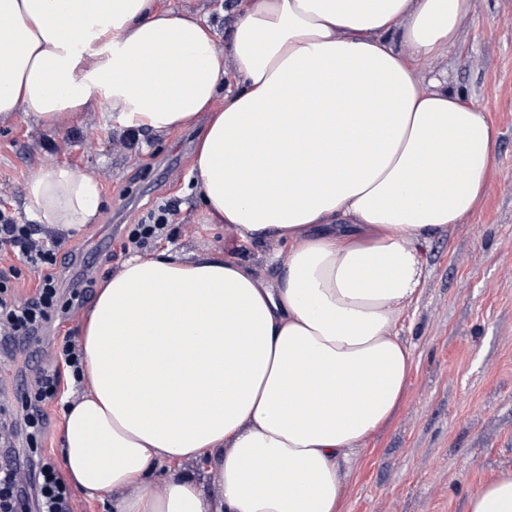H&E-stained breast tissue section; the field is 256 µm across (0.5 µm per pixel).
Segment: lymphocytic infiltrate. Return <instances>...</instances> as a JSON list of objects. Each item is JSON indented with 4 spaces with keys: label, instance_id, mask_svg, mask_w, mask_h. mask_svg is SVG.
Wrapping results in <instances>:
<instances>
[{
    "label": "lymphocytic infiltrate",
    "instance_id": "obj_1",
    "mask_svg": "<svg viewBox=\"0 0 512 512\" xmlns=\"http://www.w3.org/2000/svg\"><path fill=\"white\" fill-rule=\"evenodd\" d=\"M59 239L38 237L32 225L17 221L0 210V251L15 254L37 273L39 283L29 297L19 296L14 285L20 267L0 269V337L22 339V346L7 351L11 365L29 367V349L42 344L45 330L67 308L63 295L79 299V290L64 291L58 266ZM82 354L71 341H63L52 352L51 364L42 366L31 378L22 411H15L0 385V446L11 447L17 428H25L29 445H37L47 428L44 408L58 394L61 370H70L74 380L82 378ZM0 512H75L70 490L59 469L44 458L0 466Z\"/></svg>",
    "mask_w": 512,
    "mask_h": 512
}]
</instances>
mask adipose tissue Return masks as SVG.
I'll list each match as a JSON object with an SVG mask.
<instances>
[{"label": "adipose tissue", "instance_id": "1", "mask_svg": "<svg viewBox=\"0 0 512 512\" xmlns=\"http://www.w3.org/2000/svg\"><path fill=\"white\" fill-rule=\"evenodd\" d=\"M470 0H240L227 39L159 0H0V124L103 110L191 157L208 220L286 246L267 278L222 252L128 258L104 282L67 400L63 461L112 512H340L350 454L393 417L413 353L395 326L421 244L487 190L484 107L420 71ZM223 107H216V100ZM72 234L100 186L67 164L27 182ZM216 460V500L179 463ZM464 512H512V466Z\"/></svg>", "mask_w": 512, "mask_h": 512}]
</instances>
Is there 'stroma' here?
Masks as SVG:
<instances>
[{"label":"stroma","mask_w":512,"mask_h":512,"mask_svg":"<svg viewBox=\"0 0 512 512\" xmlns=\"http://www.w3.org/2000/svg\"><path fill=\"white\" fill-rule=\"evenodd\" d=\"M422 68L486 108L497 132L496 162L478 206L422 247V284L399 328L413 352L407 389L393 419L364 444L341 512H463L467 492L512 465V0H472L448 57ZM204 127L200 119L131 141L98 110L59 131L22 120L0 126V209L29 221V177L59 163L93 176L101 188L97 222L60 247L95 268V279L48 339L79 341L102 282L135 254L168 249L189 257L220 249L275 277L271 259L286 253L280 243L259 239L237 249L233 234L203 219L190 163ZM169 201V234L124 248L129 227ZM76 388L63 372L37 450L58 466L64 399Z\"/></svg>","instance_id":"35a3bbf8"}]
</instances>
